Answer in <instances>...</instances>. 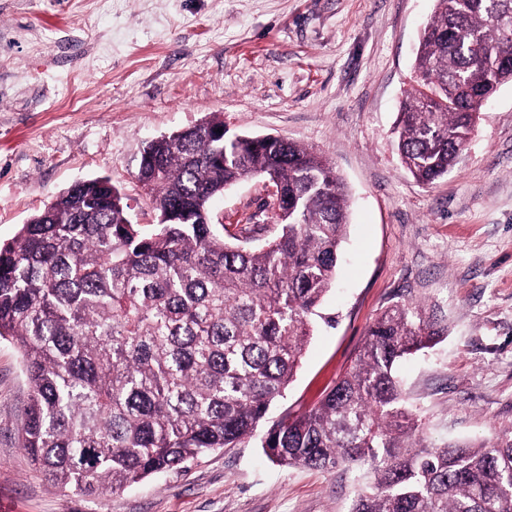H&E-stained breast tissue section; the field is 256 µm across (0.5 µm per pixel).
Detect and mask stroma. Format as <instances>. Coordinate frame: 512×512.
<instances>
[{
    "label": "stroma",
    "instance_id": "obj_1",
    "mask_svg": "<svg viewBox=\"0 0 512 512\" xmlns=\"http://www.w3.org/2000/svg\"><path fill=\"white\" fill-rule=\"evenodd\" d=\"M435 0H0V243L71 185L111 178L133 223L136 181L162 135L222 114L327 158L350 224L317 330L285 405L304 411L354 361L386 306L424 304L447 337L400 377L432 442L512 425V82L481 112L461 164L416 182L397 148L399 103ZM263 178L211 205L224 239L275 231ZM29 391L0 341V512H349L353 475L280 467L255 441L111 495L51 486L20 446Z\"/></svg>",
    "mask_w": 512,
    "mask_h": 512
}]
</instances>
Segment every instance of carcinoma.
I'll return each mask as SVG.
<instances>
[{
  "label": "carcinoma",
  "mask_w": 512,
  "mask_h": 512,
  "mask_svg": "<svg viewBox=\"0 0 512 512\" xmlns=\"http://www.w3.org/2000/svg\"><path fill=\"white\" fill-rule=\"evenodd\" d=\"M505 56L512 0H436L399 112L398 151L417 181L460 163L474 120L512 82ZM250 177L275 187L277 230L246 248L224 241L210 205ZM136 179L148 229L97 177L0 245V340L21 351L29 383L21 447L52 485L119 491L255 438L281 467L357 471L350 512H512V428L432 444L403 396L397 363L444 335L414 302L373 320L317 406L268 416L336 278L348 198L331 162L240 139L212 116L152 141Z\"/></svg>",
  "instance_id": "carcinoma-1"
}]
</instances>
